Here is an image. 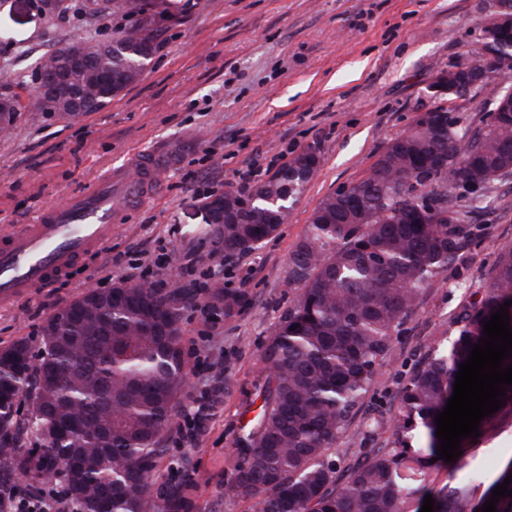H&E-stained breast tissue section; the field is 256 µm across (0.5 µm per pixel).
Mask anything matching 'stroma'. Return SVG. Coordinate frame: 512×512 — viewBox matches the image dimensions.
<instances>
[{"mask_svg": "<svg viewBox=\"0 0 512 512\" xmlns=\"http://www.w3.org/2000/svg\"><path fill=\"white\" fill-rule=\"evenodd\" d=\"M28 2L0 5V38L17 41L0 51V72L15 78L62 42L89 30L115 37L128 26L118 13L50 20ZM488 9L489 0H155V50L137 82L101 111L71 121L23 112L0 135V229L32 223L46 205L145 154L161 185L64 278L0 305V348L37 344L47 320L91 286L197 289L183 312L189 373L182 410L164 433L155 486L189 481L193 512H246L224 484L238 463L235 438L258 413L251 399L263 344L297 293L288 281L290 252L324 197L365 178L417 113L437 106L435 75L476 64ZM307 149L320 165L277 236L229 258L216 251L206 199L249 192ZM462 213L479 231L423 288L336 444L341 467L385 445V424L409 376L434 346L452 343L462 305L478 300L501 247L512 245V178L497 184L490 204ZM218 282L247 289L250 307L228 321L212 318L208 290ZM228 359L233 387L206 406L207 393L224 383ZM511 461L506 405L464 443L460 461L437 462L425 484H465L475 474L487 486Z\"/></svg>", "mask_w": 512, "mask_h": 512, "instance_id": "35a3bbf8", "label": "stroma"}]
</instances>
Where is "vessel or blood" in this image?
I'll list each match as a JSON object with an SVG mask.
<instances>
[{"label":"vessel or blood","instance_id":"b4317fda","mask_svg":"<svg viewBox=\"0 0 512 512\" xmlns=\"http://www.w3.org/2000/svg\"><path fill=\"white\" fill-rule=\"evenodd\" d=\"M156 180L152 160H139L65 205H47L35 223L1 233L0 300L22 298L66 273L111 237L121 210L136 206Z\"/></svg>","mask_w":512,"mask_h":512}]
</instances>
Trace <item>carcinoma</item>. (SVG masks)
I'll use <instances>...</instances> for the list:
<instances>
[{"instance_id":"carcinoma-1","label":"carcinoma","mask_w":512,"mask_h":512,"mask_svg":"<svg viewBox=\"0 0 512 512\" xmlns=\"http://www.w3.org/2000/svg\"><path fill=\"white\" fill-rule=\"evenodd\" d=\"M53 18L106 17L131 21L112 39L88 33L58 48H77L89 60L80 103L60 104L45 91L59 74L56 52L30 74L0 86V109L14 122L19 112L72 119L98 112L136 81L154 53L145 0H39ZM33 85L27 102L15 89ZM438 123L414 121L393 139L370 175L352 185L355 196L334 192L312 211L288 261L298 290L262 350L264 374L255 386L259 412L235 442L240 463L224 491L251 503L252 512H409L424 475L438 457L436 414L453 396L456 372L479 343L483 326L512 302V246L501 248L481 299L458 316V336L435 353L403 388L398 414L387 423L392 440L367 462L336 477V443L394 349V336L421 291L455 254L475 226L463 223L461 203L489 196L512 177V112L484 118L474 134L437 106ZM247 193L211 229L224 256L254 251L277 232L312 177L294 161ZM436 195L452 218L425 217L417 195ZM196 294H161L145 283L112 289V296H81L76 319L52 316L38 353L14 343L0 355V440L24 433L20 444L0 443V461L28 481L26 495L42 497L60 482L75 512H191L189 485L153 492L152 472L164 453L162 437L179 413L187 378L182 311ZM210 309L230 320L250 304L244 288L210 289ZM502 475L474 504L476 488L443 486L434 512H475Z\"/></svg>"}]
</instances>
